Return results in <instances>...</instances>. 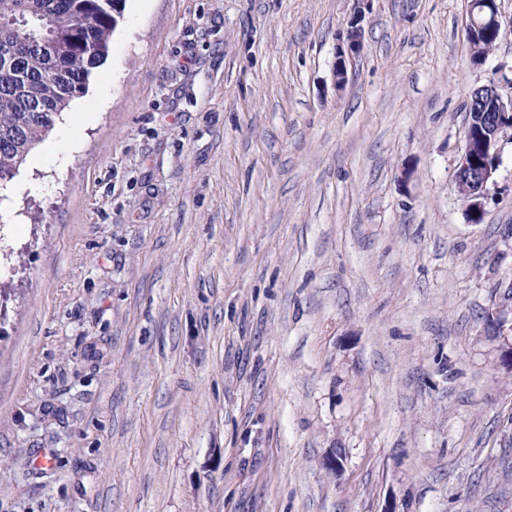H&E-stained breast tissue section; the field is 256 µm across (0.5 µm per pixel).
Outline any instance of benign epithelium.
I'll list each match as a JSON object with an SVG mask.
<instances>
[{
  "instance_id": "7a95c632",
  "label": "benign epithelium",
  "mask_w": 512,
  "mask_h": 512,
  "mask_svg": "<svg viewBox=\"0 0 512 512\" xmlns=\"http://www.w3.org/2000/svg\"><path fill=\"white\" fill-rule=\"evenodd\" d=\"M467 28L469 37L487 28L501 31L496 0H470ZM362 49V29L359 20L351 22L345 39L336 46L333 73L336 84L345 82L347 61ZM483 98L472 95L468 103V123L465 146L456 170V183L467 189L464 200L469 218L482 214L489 187L496 183L501 163L500 146L512 142V97L503 98L496 84L481 87ZM493 335L499 341L500 366L512 371V333L502 332V320L490 319Z\"/></svg>"
}]
</instances>
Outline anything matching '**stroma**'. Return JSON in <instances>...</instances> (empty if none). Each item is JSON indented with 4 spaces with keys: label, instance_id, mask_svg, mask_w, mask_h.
I'll list each match as a JSON object with an SVG mask.
<instances>
[{
    "label": "stroma",
    "instance_id": "1",
    "mask_svg": "<svg viewBox=\"0 0 512 512\" xmlns=\"http://www.w3.org/2000/svg\"><path fill=\"white\" fill-rule=\"evenodd\" d=\"M498 3L477 65L470 0H126L0 185V512H512V144L455 184ZM359 20L351 22L350 29L347 30L345 39L336 46V59L334 62L333 73L336 78V84H343L347 74V61L360 53L362 49V29L358 25ZM490 325L493 328V335L496 336L499 341V362L500 366L506 370L507 372L512 371V321H511V328H510V334H504L501 330L503 327L502 323L503 320H500V318H497L496 320L494 318H489Z\"/></svg>",
    "mask_w": 512,
    "mask_h": 512
}]
</instances>
